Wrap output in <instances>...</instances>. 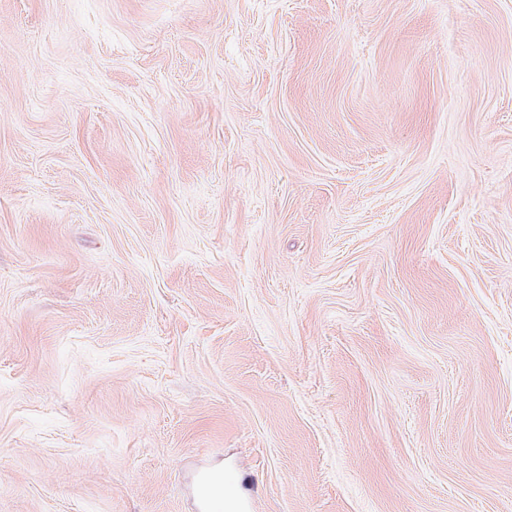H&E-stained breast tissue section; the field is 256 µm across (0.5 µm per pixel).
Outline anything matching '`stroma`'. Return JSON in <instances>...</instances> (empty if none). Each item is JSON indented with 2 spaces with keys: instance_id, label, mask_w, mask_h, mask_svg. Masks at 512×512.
I'll return each instance as SVG.
<instances>
[{
  "instance_id": "stroma-1",
  "label": "stroma",
  "mask_w": 512,
  "mask_h": 512,
  "mask_svg": "<svg viewBox=\"0 0 512 512\" xmlns=\"http://www.w3.org/2000/svg\"><path fill=\"white\" fill-rule=\"evenodd\" d=\"M512 512V0H0V512ZM198 500L202 512H224L233 507L237 512H248L249 506L237 489V478L233 473L223 472L214 486L202 479Z\"/></svg>"
}]
</instances>
